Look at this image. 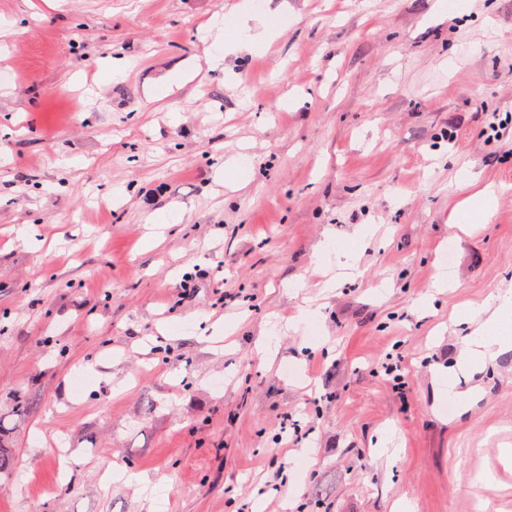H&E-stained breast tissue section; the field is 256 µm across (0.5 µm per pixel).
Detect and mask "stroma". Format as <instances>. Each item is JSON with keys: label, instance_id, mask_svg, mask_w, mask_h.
<instances>
[{"label": "stroma", "instance_id": "1", "mask_svg": "<svg viewBox=\"0 0 512 512\" xmlns=\"http://www.w3.org/2000/svg\"><path fill=\"white\" fill-rule=\"evenodd\" d=\"M455 2L0 0V512H512V350L448 377L512 292V0ZM214 17L273 36L211 69Z\"/></svg>", "mask_w": 512, "mask_h": 512}]
</instances>
